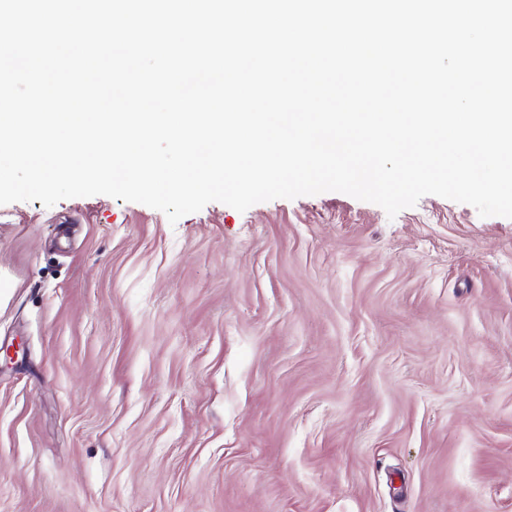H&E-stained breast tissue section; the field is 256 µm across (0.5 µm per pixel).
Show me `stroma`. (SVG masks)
<instances>
[{"mask_svg": "<svg viewBox=\"0 0 512 512\" xmlns=\"http://www.w3.org/2000/svg\"><path fill=\"white\" fill-rule=\"evenodd\" d=\"M0 512H512V218L0 205Z\"/></svg>", "mask_w": 512, "mask_h": 512, "instance_id": "35a3bbf8", "label": "stroma"}]
</instances>
